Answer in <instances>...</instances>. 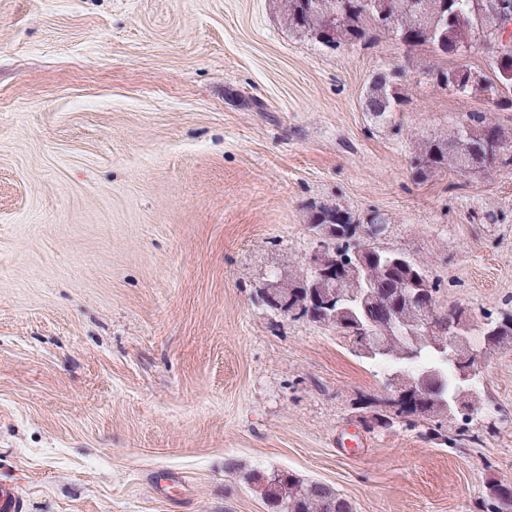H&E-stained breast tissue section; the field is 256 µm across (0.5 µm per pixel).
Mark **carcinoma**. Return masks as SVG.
<instances>
[{"label": "carcinoma", "instance_id": "1", "mask_svg": "<svg viewBox=\"0 0 512 512\" xmlns=\"http://www.w3.org/2000/svg\"><path fill=\"white\" fill-rule=\"evenodd\" d=\"M284 18L288 27L313 38L332 26L336 45L355 43L365 39L371 32L378 31L399 41L408 49L422 47L436 56L456 55L469 46L474 37L482 38L489 47L496 46L495 31L483 24L487 17L509 14L512 16V0H281ZM456 68L438 66L431 70L434 83L459 94L483 92L492 100L493 106H500L509 99L501 87H512V72L504 74L493 68L495 79L478 74L471 83L461 89L455 87L453 75ZM401 71L384 69L373 75L364 94L365 111L378 120H385L401 110L404 100L398 91L397 79ZM512 139V132L497 121L492 110L472 112L457 126L435 133L418 142L413 160L415 176L426 179L448 169L463 174L462 160L474 150L481 151L479 172L492 175L504 166H512V149L504 152L495 146L494 135ZM324 224H333L336 235L326 243L328 254L336 262L344 263L356 252L366 250L374 254L369 272L378 284L380 295L376 301L399 293L409 283L411 272L401 267H392L386 258L390 248L377 245V240L364 239L361 221L344 207L323 204L311 212L308 230L316 231ZM433 315L441 324L456 322L465 326L469 336H476L485 355L500 351H512V327L503 333L487 335L484 325L491 320L487 314L475 321L462 309L442 311L433 307ZM322 326L332 327L356 343L361 336L377 332L386 319L372 308L361 305L360 298L341 302L336 315H313L308 309L298 313ZM388 355H375L392 366V372H406L414 380L429 371H438L443 377L441 400L430 409L413 414L397 408H390L385 415L393 419L414 416L411 424L419 422L429 425L425 435L443 443L453 439L442 434L440 419L448 416L453 409V398L460 392L456 376V364L467 356L460 346L451 345L439 351L419 339L416 342L417 357L408 360L402 357L401 334L394 331L383 336ZM247 480L254 491L269 507V512H353L351 503L331 486L318 481H304L287 471L253 470ZM481 512H512V495L506 499L495 498L484 490L479 501Z\"/></svg>", "mask_w": 512, "mask_h": 512}]
</instances>
